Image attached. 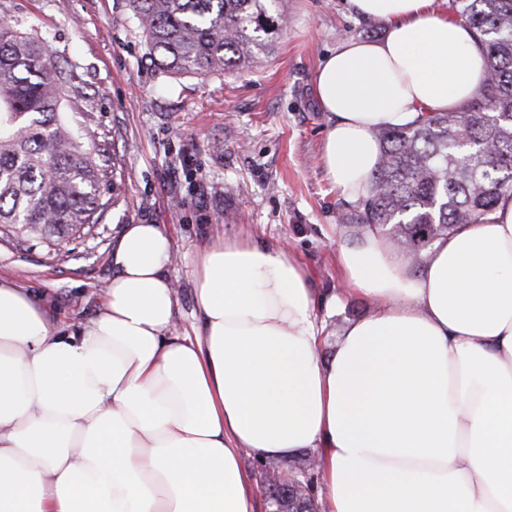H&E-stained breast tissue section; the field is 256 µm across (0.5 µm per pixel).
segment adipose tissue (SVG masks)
<instances>
[{
  "instance_id": "ef3b65f1",
  "label": "adipose tissue",
  "mask_w": 512,
  "mask_h": 512,
  "mask_svg": "<svg viewBox=\"0 0 512 512\" xmlns=\"http://www.w3.org/2000/svg\"><path fill=\"white\" fill-rule=\"evenodd\" d=\"M347 3L386 25L314 74L324 168L355 203L376 131L460 110L485 48L436 0ZM171 260L159 225H125L97 316L69 330L0 277V512H255L242 455L302 448L323 512H512V192L414 262L374 230L341 248L376 310L325 362L326 301L286 249L199 250L192 336L174 329Z\"/></svg>"
}]
</instances>
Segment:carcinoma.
Here are the masks:
<instances>
[{
	"label": "carcinoma",
	"mask_w": 512,
	"mask_h": 512,
	"mask_svg": "<svg viewBox=\"0 0 512 512\" xmlns=\"http://www.w3.org/2000/svg\"><path fill=\"white\" fill-rule=\"evenodd\" d=\"M133 15L171 75L238 72L270 51L282 30L280 0H129ZM454 18L480 35L482 86L459 112H422L404 127L376 132L381 160L366 198L346 203L341 224L384 233L417 257L443 234L478 223L512 191V0H449ZM47 37L0 23V224L45 239L95 224L103 166L85 148L60 102L67 78L51 65ZM304 454L294 468L312 500L319 469Z\"/></svg>",
	"instance_id": "carcinoma-1"
}]
</instances>
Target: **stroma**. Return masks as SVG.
Wrapping results in <instances>:
<instances>
[{
    "instance_id": "stroma-1",
    "label": "stroma",
    "mask_w": 512,
    "mask_h": 512,
    "mask_svg": "<svg viewBox=\"0 0 512 512\" xmlns=\"http://www.w3.org/2000/svg\"><path fill=\"white\" fill-rule=\"evenodd\" d=\"M273 50L239 74L173 76L157 66L129 0H0V21L47 37L54 68L69 73L62 109L90 129L109 184L97 224L48 241L0 225V277L44 296L50 320L93 319L128 224H157L170 237L175 327L199 324L192 259L217 237L282 246L309 270L336 309L321 312L330 358L345 325L372 303L343 291L337 256L363 230L340 224L343 195L322 165L327 118L313 76L341 39H376L385 25L352 15L346 0H284Z\"/></svg>"
}]
</instances>
